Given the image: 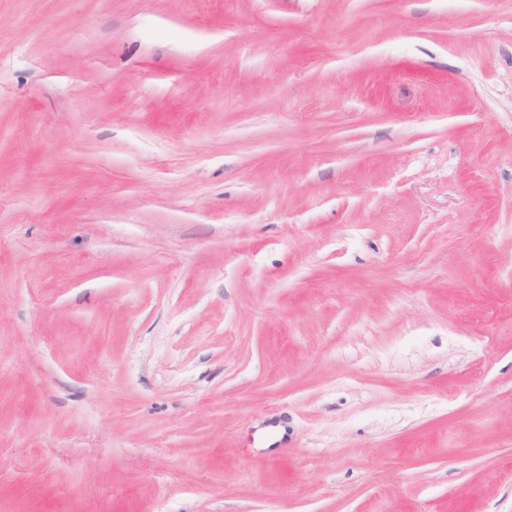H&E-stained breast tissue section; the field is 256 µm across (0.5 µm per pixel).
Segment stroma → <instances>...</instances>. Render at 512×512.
I'll return each mask as SVG.
<instances>
[{
  "label": "stroma",
  "mask_w": 512,
  "mask_h": 512,
  "mask_svg": "<svg viewBox=\"0 0 512 512\" xmlns=\"http://www.w3.org/2000/svg\"><path fill=\"white\" fill-rule=\"evenodd\" d=\"M0 512H512V0H0Z\"/></svg>",
  "instance_id": "stroma-1"
}]
</instances>
